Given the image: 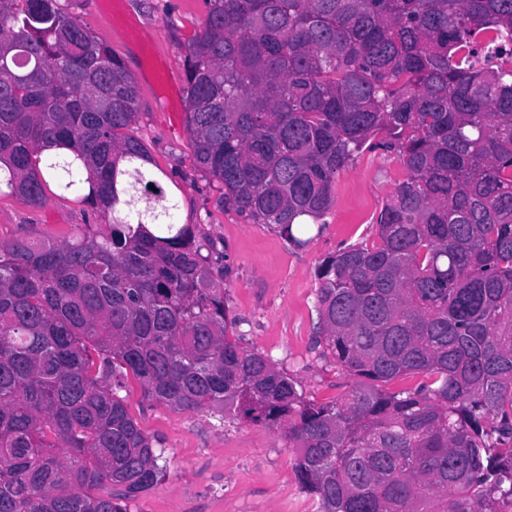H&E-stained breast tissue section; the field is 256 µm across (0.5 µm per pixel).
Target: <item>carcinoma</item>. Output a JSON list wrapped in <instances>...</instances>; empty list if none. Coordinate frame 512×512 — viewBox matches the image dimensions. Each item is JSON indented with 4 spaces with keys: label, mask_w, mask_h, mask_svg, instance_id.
Listing matches in <instances>:
<instances>
[{
    "label": "carcinoma",
    "mask_w": 512,
    "mask_h": 512,
    "mask_svg": "<svg viewBox=\"0 0 512 512\" xmlns=\"http://www.w3.org/2000/svg\"><path fill=\"white\" fill-rule=\"evenodd\" d=\"M204 2L185 122L225 202L299 247L336 175L378 135L406 170L379 243L317 271L323 353L359 381L306 401L229 340L224 287L129 134L124 61L59 0H0V190L40 206L52 183L112 211L99 238L0 243V512H127L160 479L161 455L119 395L129 376L174 411L281 427L319 512H501L512 0ZM104 88L109 112L94 101ZM415 374L427 382L414 390L382 387Z\"/></svg>",
    "instance_id": "1"
}]
</instances>
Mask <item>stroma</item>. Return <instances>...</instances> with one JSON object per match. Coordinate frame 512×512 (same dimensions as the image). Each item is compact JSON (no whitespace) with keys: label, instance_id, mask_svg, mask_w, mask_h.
Instances as JSON below:
<instances>
[{"label":"stroma","instance_id":"35a3bbf8","mask_svg":"<svg viewBox=\"0 0 512 512\" xmlns=\"http://www.w3.org/2000/svg\"><path fill=\"white\" fill-rule=\"evenodd\" d=\"M124 60L137 90L135 135L150 168L177 201V220L192 225L194 244L221 273L228 337L269 358L306 399L329 402L355 379L322 354L315 308L317 268L352 244L377 240L376 218L406 171L395 152L366 148L340 172L334 204L319 234L289 244L224 201L197 166L185 128L184 48L204 24V0H60ZM110 216L76 196L49 195L33 206L0 195V242L70 241L109 233ZM138 427L164 451L166 473L128 501V512H317L299 483L295 452L279 430L247 421L223 424L211 411L175 412L144 397L135 379L121 392Z\"/></svg>","mask_w":512,"mask_h":512}]
</instances>
